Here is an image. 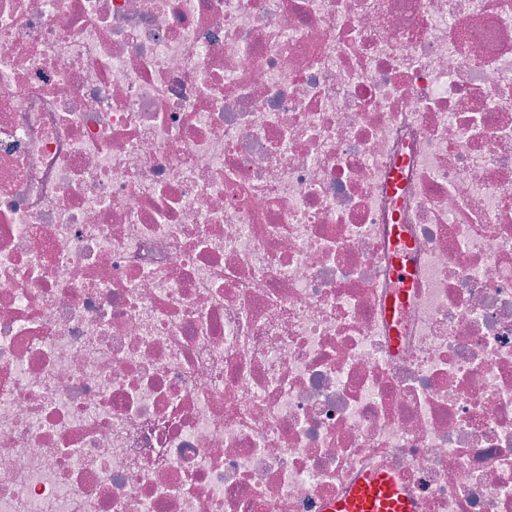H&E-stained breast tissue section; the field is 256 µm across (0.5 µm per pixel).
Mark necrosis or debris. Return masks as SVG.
<instances>
[{
    "instance_id": "obj_1",
    "label": "necrosis or debris",
    "mask_w": 512,
    "mask_h": 512,
    "mask_svg": "<svg viewBox=\"0 0 512 512\" xmlns=\"http://www.w3.org/2000/svg\"><path fill=\"white\" fill-rule=\"evenodd\" d=\"M375 470L512 512V0H0V512Z\"/></svg>"
}]
</instances>
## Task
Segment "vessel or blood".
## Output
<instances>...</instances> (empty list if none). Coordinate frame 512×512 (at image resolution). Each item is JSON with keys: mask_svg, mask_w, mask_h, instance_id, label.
Wrapping results in <instances>:
<instances>
[{"mask_svg": "<svg viewBox=\"0 0 512 512\" xmlns=\"http://www.w3.org/2000/svg\"><path fill=\"white\" fill-rule=\"evenodd\" d=\"M328 512H415V505L394 474L375 471L331 502Z\"/></svg>", "mask_w": 512, "mask_h": 512, "instance_id": "vessel-or-blood-1", "label": "vessel or blood"}]
</instances>
